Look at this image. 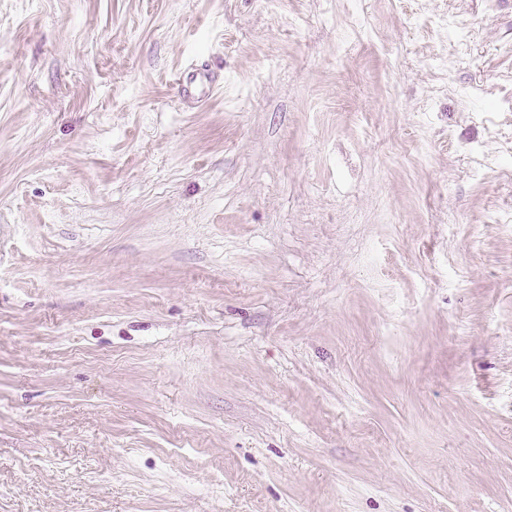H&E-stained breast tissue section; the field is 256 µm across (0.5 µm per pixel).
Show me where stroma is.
<instances>
[{
    "label": "stroma",
    "instance_id": "35a3bbf8",
    "mask_svg": "<svg viewBox=\"0 0 512 512\" xmlns=\"http://www.w3.org/2000/svg\"><path fill=\"white\" fill-rule=\"evenodd\" d=\"M0 512H512V0H0ZM177 86L180 97L185 101L188 97L196 98L197 101L208 100L213 93L219 89L218 81L211 76L207 70L198 73L194 84L189 88L181 75L177 77Z\"/></svg>",
    "mask_w": 512,
    "mask_h": 512
}]
</instances>
